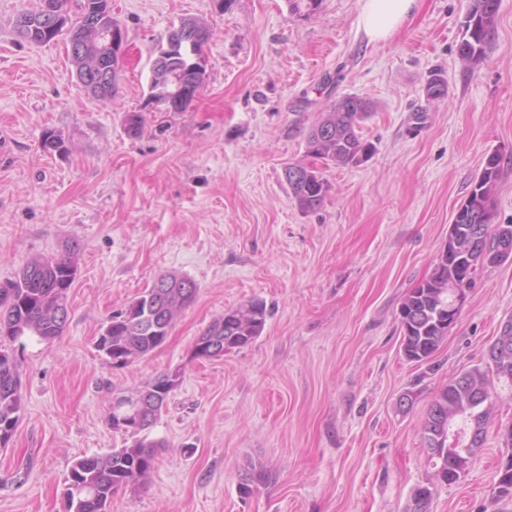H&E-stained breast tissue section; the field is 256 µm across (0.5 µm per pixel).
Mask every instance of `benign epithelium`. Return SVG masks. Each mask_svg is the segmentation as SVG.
Here are the masks:
<instances>
[{
  "instance_id": "benign-epithelium-1",
  "label": "benign epithelium",
  "mask_w": 512,
  "mask_h": 512,
  "mask_svg": "<svg viewBox=\"0 0 512 512\" xmlns=\"http://www.w3.org/2000/svg\"><path fill=\"white\" fill-rule=\"evenodd\" d=\"M81 23L93 26L101 32V40L96 43V50L102 57H121L123 53L124 35L119 25L112 23L103 5L93 4L84 6L81 15ZM18 33L26 40L37 42H51L59 35L65 33L68 36L69 55L75 68L79 83L91 95L103 98L108 95L112 83V75L104 68L92 72L84 68V58L87 47L83 43L78 29L73 27V18L57 10L53 0H42L39 12L33 17L21 16L16 20ZM192 29V23L183 20L179 26L173 29L167 38L166 45L159 48L157 56L152 63V76L150 81V97L154 108L159 112H173L177 99L185 94L196 97L198 85L187 79V74L192 71L205 69V57L197 56L192 51V41L188 39V33ZM470 233V229H457L454 226L448 228V245L441 251H453L458 258L469 255V250L463 244L464 235ZM469 288L458 281L448 284V310L443 316L448 318V327H453L459 319V313L465 302ZM116 408L114 409L115 429L127 434H132L146 417L152 415L158 405V399H148V393L135 391L116 396ZM457 434L448 432V446L454 452L463 465L467 466L475 457V448H457Z\"/></svg>"
}]
</instances>
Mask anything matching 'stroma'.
Segmentation results:
<instances>
[{
  "label": "stroma",
  "instance_id": "1",
  "mask_svg": "<svg viewBox=\"0 0 512 512\" xmlns=\"http://www.w3.org/2000/svg\"><path fill=\"white\" fill-rule=\"evenodd\" d=\"M36 5L0 0V282L69 242L78 272L63 334L6 345L24 408L0 448V512H63L73 461L126 440L109 422L113 397L175 369L181 383L149 432L150 483L114 496L112 512H405L432 478L421 435L431 399L483 363L512 318L511 260L478 271L430 365L401 352L400 303L494 153L495 221L512 224V0L471 64L458 54L471 0H418L377 43L359 28L361 0H322L302 17L287 0H111L125 40L106 100L78 83L65 38L18 37L14 19ZM185 18L209 32L203 82L186 109L159 112L151 64ZM436 73L448 91L434 102ZM349 94L371 103L361 135L374 154L324 168L323 205L301 210L284 169L306 162L308 130ZM49 129L63 152L43 150ZM165 273L193 280L195 301L161 347L112 365L96 347L108 318ZM253 298L271 312L262 335L193 358L210 322ZM490 399L483 451L436 485L430 512H512L491 499L512 391L493 383ZM250 462L269 480L244 498Z\"/></svg>",
  "mask_w": 512,
  "mask_h": 512
}]
</instances>
